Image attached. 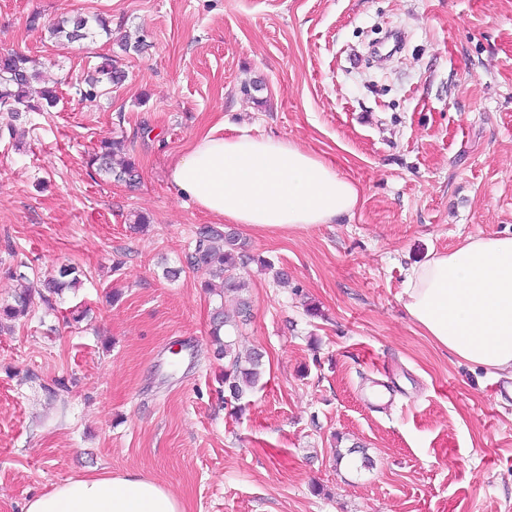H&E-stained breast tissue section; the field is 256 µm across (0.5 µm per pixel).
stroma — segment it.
<instances>
[{
    "mask_svg": "<svg viewBox=\"0 0 512 512\" xmlns=\"http://www.w3.org/2000/svg\"><path fill=\"white\" fill-rule=\"evenodd\" d=\"M77 14L111 16V36L52 43ZM4 50L42 61L59 102L0 134V304L19 270L73 264L82 284L0 333V512L104 473L151 478L185 512H512V398L403 306L429 251L512 235V0H0ZM105 54L126 81L81 99ZM214 128L292 139L360 190L332 224L240 228L274 268L242 273L235 339L265 371L238 401L210 336L235 298L184 265L219 219L169 181ZM112 138L134 185L87 164ZM354 447L369 467L337 459Z\"/></svg>",
    "mask_w": 512,
    "mask_h": 512,
    "instance_id": "1",
    "label": "stroma"
}]
</instances>
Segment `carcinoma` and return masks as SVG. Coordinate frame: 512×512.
I'll return each mask as SVG.
<instances>
[{"instance_id": "1", "label": "carcinoma", "mask_w": 512, "mask_h": 512, "mask_svg": "<svg viewBox=\"0 0 512 512\" xmlns=\"http://www.w3.org/2000/svg\"><path fill=\"white\" fill-rule=\"evenodd\" d=\"M95 28L112 36V19L97 15L91 25L88 18L76 15L49 24L47 31L51 39L62 44L87 39ZM41 77L42 72L27 55L14 50L0 52V111L8 114L7 129H13V123L26 113L47 112L56 106L59 100L56 87L44 86L32 92L33 84ZM125 79L126 73L117 60L104 56L100 64L86 74L79 93L83 98L92 100L97 97L102 83L119 85ZM123 150V141L104 140L89 155V164L105 177L130 183L135 178L134 163L125 160L120 167L114 166V158ZM185 261L188 267L202 273L203 288L210 291L214 281L219 280L224 288L237 293L239 321H232L224 315V303L216 304L211 316V336L215 358L224 361V387L233 399L239 400L257 388L263 374V362L262 354L257 351L241 357L236 349V340L232 339L238 323L248 321L252 311L250 297L242 293L243 284L238 272L251 263L266 267L269 262L250 254L247 244L234 231L209 224L197 228L193 248L185 255ZM79 275L78 267L62 265L55 273L39 281L37 292L42 301L50 304L64 290L79 286ZM32 304L31 289L25 288L13 294V302L0 306V332L5 322L30 315Z\"/></svg>"}]
</instances>
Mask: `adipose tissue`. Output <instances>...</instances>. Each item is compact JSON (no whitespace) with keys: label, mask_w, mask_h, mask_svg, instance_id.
<instances>
[{"label":"adipose tissue","mask_w":512,"mask_h":512,"mask_svg":"<svg viewBox=\"0 0 512 512\" xmlns=\"http://www.w3.org/2000/svg\"><path fill=\"white\" fill-rule=\"evenodd\" d=\"M200 209L258 232L304 231L351 216L357 184L295 141L243 132L198 137L170 168ZM404 307L458 358L512 378V236L470 237L413 266ZM23 512H184L160 483L109 473L67 479Z\"/></svg>","instance_id":"obj_1"}]
</instances>
